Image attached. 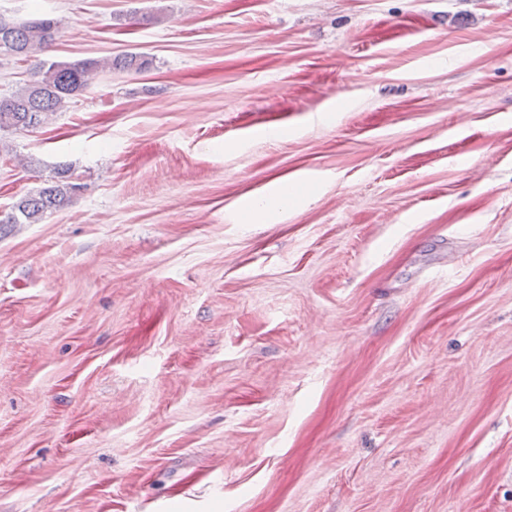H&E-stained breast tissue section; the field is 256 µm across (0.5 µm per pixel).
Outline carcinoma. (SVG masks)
Segmentation results:
<instances>
[{"mask_svg":"<svg viewBox=\"0 0 512 512\" xmlns=\"http://www.w3.org/2000/svg\"><path fill=\"white\" fill-rule=\"evenodd\" d=\"M7 19L0 16V52L23 62L34 60L41 78L0 96L11 107L0 108V131H33L47 124L53 115L68 108L99 72L122 70L140 72L149 68L151 60L140 53L114 57L84 58L72 62L41 58L52 48L58 36V22L40 18L17 23L1 31ZM70 169L60 168L39 189L21 196L6 212H0V224H38L46 215L69 201L75 184L69 181Z\"/></svg>","mask_w":512,"mask_h":512,"instance_id":"carcinoma-1","label":"carcinoma"}]
</instances>
